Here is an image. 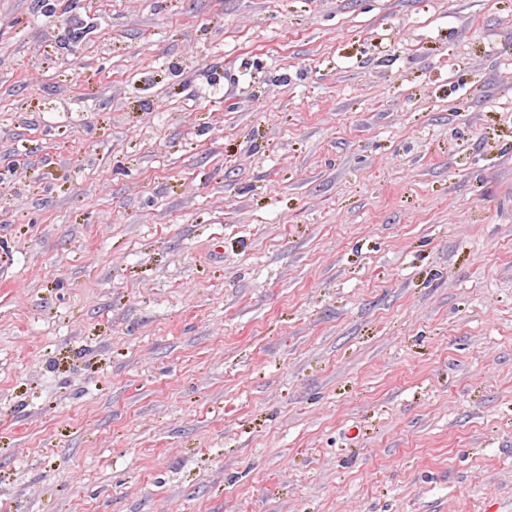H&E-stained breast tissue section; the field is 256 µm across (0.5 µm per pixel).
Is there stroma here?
Segmentation results:
<instances>
[{
  "label": "stroma",
  "mask_w": 512,
  "mask_h": 512,
  "mask_svg": "<svg viewBox=\"0 0 512 512\" xmlns=\"http://www.w3.org/2000/svg\"><path fill=\"white\" fill-rule=\"evenodd\" d=\"M0 512H512V0H0Z\"/></svg>",
  "instance_id": "35a3bbf8"
}]
</instances>
